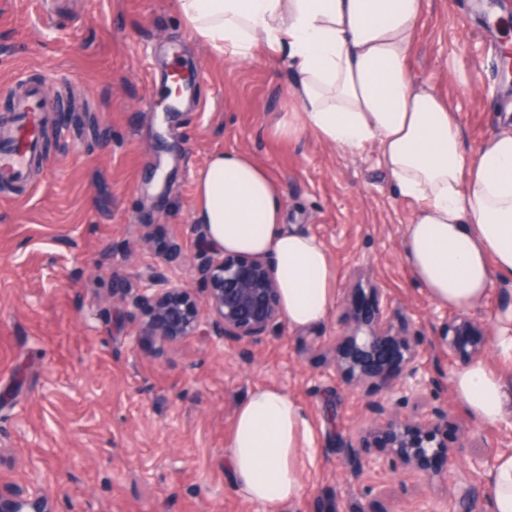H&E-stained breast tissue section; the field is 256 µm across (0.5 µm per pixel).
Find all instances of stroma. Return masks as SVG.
Returning <instances> with one entry per match:
<instances>
[{
  "label": "stroma",
  "instance_id": "1",
  "mask_svg": "<svg viewBox=\"0 0 512 512\" xmlns=\"http://www.w3.org/2000/svg\"><path fill=\"white\" fill-rule=\"evenodd\" d=\"M511 42L512 0H423L410 73L457 112L468 151L512 128V79L501 76ZM173 63L195 66L201 105L167 117L156 104ZM21 76L39 86L49 126L28 183L0 189V484L31 482L55 512H269L238 490L228 440L249 392L274 386L308 412L321 448L300 473V499L280 512H458L469 492L472 512H488L492 468L469 459L489 448L512 454V407L487 424L459 402V362L436 342L455 312L434 304L403 260L416 204L376 149L354 154L309 132L273 136L295 109L287 65L218 58L192 38L175 0H0L1 118ZM62 112L76 115L63 128ZM224 149L265 167L282 186L286 227L325 244L335 305L322 323L247 346L140 335L139 312L112 289L176 246L177 276L204 296L190 273L194 184ZM373 286L388 298L394 333L425 334L419 360L441 379L433 398L396 416L417 423L431 404L447 407L438 436L461 447L457 466L440 456L429 472L395 475L375 445L352 460L336 446L383 423L368 402L391 403L387 391L333 370L348 341L343 324ZM506 306L512 282L497 281L465 315L502 335Z\"/></svg>",
  "mask_w": 512,
  "mask_h": 512
}]
</instances>
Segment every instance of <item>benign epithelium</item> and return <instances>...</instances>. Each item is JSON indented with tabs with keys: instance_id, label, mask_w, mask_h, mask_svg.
I'll return each instance as SVG.
<instances>
[{
	"instance_id": "obj_1",
	"label": "benign epithelium",
	"mask_w": 512,
	"mask_h": 512,
	"mask_svg": "<svg viewBox=\"0 0 512 512\" xmlns=\"http://www.w3.org/2000/svg\"><path fill=\"white\" fill-rule=\"evenodd\" d=\"M180 256L173 251L164 261L148 268L137 288L123 296L143 316V335L175 342L190 336H213L222 343L246 345L275 334L283 325L284 312L274 269L268 261L246 253L226 252L203 245L193 266L205 284L198 298L173 276L171 264ZM374 305L359 311L349 323L352 351L336 358V372L351 380L385 388L396 396L394 404L433 390L417 360L418 336L399 338L401 345L396 377L385 367L391 359L389 341L396 339L386 315L388 299L372 289ZM493 340L466 319L448 321L438 337L441 346L461 364L477 361L484 346ZM448 418L442 406H433L427 419L409 424L393 418L382 427V465L396 474L411 466L427 469L434 454V430ZM0 512H53L48 498L30 491L29 485L12 483L0 487Z\"/></svg>"
}]
</instances>
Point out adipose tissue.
<instances>
[{
    "instance_id": "ef3b65f1",
    "label": "adipose tissue",
    "mask_w": 512,
    "mask_h": 512,
    "mask_svg": "<svg viewBox=\"0 0 512 512\" xmlns=\"http://www.w3.org/2000/svg\"><path fill=\"white\" fill-rule=\"evenodd\" d=\"M177 10L218 57L243 62L261 47L287 54L299 109L276 123L275 136L310 131L354 153L377 148L400 194L417 204L403 258L433 303L470 309L494 281L512 280V131L468 153L456 112L414 83L408 59L422 0H177ZM195 197L212 245L271 260L289 327L328 317L336 300L329 253L316 236L285 229L282 187L264 167L243 151L214 152ZM454 385L485 423L512 404L503 378L480 362L459 370ZM229 448L237 486L272 512L299 500V467L320 453L306 411L273 386L238 406Z\"/></svg>"
}]
</instances>
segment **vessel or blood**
<instances>
[{"label":"vessel or blood","mask_w":512,"mask_h":512,"mask_svg":"<svg viewBox=\"0 0 512 512\" xmlns=\"http://www.w3.org/2000/svg\"><path fill=\"white\" fill-rule=\"evenodd\" d=\"M12 120L0 124V186L25 184L32 161L41 151L38 131L43 106L35 84L13 100Z\"/></svg>","instance_id":"vessel-or-blood-1"}]
</instances>
